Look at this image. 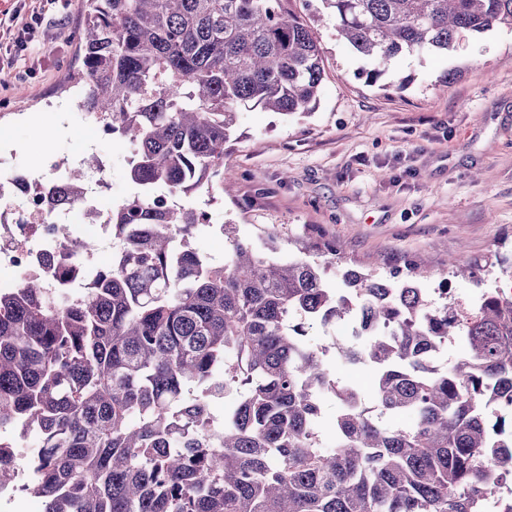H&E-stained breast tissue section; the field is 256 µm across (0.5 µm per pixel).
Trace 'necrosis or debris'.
Listing matches in <instances>:
<instances>
[{
  "mask_svg": "<svg viewBox=\"0 0 512 512\" xmlns=\"http://www.w3.org/2000/svg\"><path fill=\"white\" fill-rule=\"evenodd\" d=\"M45 166L44 175L28 176L0 154V195L9 201L0 210V292H10L32 276L46 287H60V226L97 243L81 263V277L70 282L71 293L93 287L101 255L112 251V202L101 167L87 170L81 203L73 207L56 199L72 169L69 161L50 158Z\"/></svg>",
  "mask_w": 512,
  "mask_h": 512,
  "instance_id": "necrosis-or-debris-1",
  "label": "necrosis or debris"
}]
</instances>
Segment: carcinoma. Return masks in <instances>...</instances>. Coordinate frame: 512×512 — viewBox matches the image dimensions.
Masks as SVG:
<instances>
[{"mask_svg":"<svg viewBox=\"0 0 512 512\" xmlns=\"http://www.w3.org/2000/svg\"><path fill=\"white\" fill-rule=\"evenodd\" d=\"M288 0H91L78 34L79 106L112 119L132 145L139 191L112 208L119 244L96 287L72 299L39 279L0 295V488L44 498L46 512H475L512 477V297L487 291L456 321L432 307L410 262L396 280L329 266L344 253L317 238L266 254L224 224L216 261L191 246L205 223L157 195L210 193L224 172L241 105L309 114L324 77L313 28ZM317 12L371 60L375 83L401 54H446L460 37L512 32V0H320ZM81 173L68 177L79 204ZM63 278L94 242L60 230ZM361 299L360 350L380 366L372 396L408 426H384L333 378L314 326ZM450 336L464 354L441 376L427 357ZM237 394L215 422L211 398ZM341 403L321 447V399ZM40 436L21 454V430Z\"/></svg>","mask_w":512,"mask_h":512,"instance_id":"1","label":"carcinoma"}]
</instances>
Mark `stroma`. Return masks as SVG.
I'll use <instances>...</instances> for the list:
<instances>
[{"instance_id": "35a3bbf8", "label": "stroma", "mask_w": 512, "mask_h": 512, "mask_svg": "<svg viewBox=\"0 0 512 512\" xmlns=\"http://www.w3.org/2000/svg\"><path fill=\"white\" fill-rule=\"evenodd\" d=\"M90 0H0V141L22 170L40 174L51 155L111 159L112 199L133 193L127 144L95 140L70 77ZM290 7L316 25L326 77L310 115L241 109L224 152L233 190L179 196L207 212L213 230L192 245L213 259L227 249L221 224L281 249L318 234L344 242L347 266L381 274L414 261L421 287L464 295L474 279L451 256L486 262L489 287L512 284L493 265L512 260V33L464 38L446 56H401L368 84V66L314 6Z\"/></svg>"}]
</instances>
